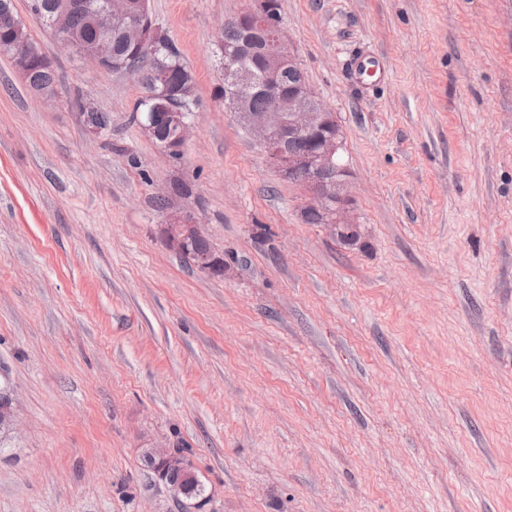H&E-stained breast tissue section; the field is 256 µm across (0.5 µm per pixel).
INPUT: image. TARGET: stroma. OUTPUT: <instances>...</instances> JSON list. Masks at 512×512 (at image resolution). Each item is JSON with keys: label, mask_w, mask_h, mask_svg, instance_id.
I'll use <instances>...</instances> for the list:
<instances>
[{"label": "stroma", "mask_w": 512, "mask_h": 512, "mask_svg": "<svg viewBox=\"0 0 512 512\" xmlns=\"http://www.w3.org/2000/svg\"><path fill=\"white\" fill-rule=\"evenodd\" d=\"M13 3L57 103L0 54V512H184L147 462L165 446L193 512H512V0H280L343 129L351 245L214 96L248 0H148L197 84L177 159L133 76ZM82 96L110 117L92 142ZM159 187L228 274L167 247ZM24 77L31 90L35 88H51L36 90L34 94L47 105L54 103L56 91L52 88L55 86L56 76L47 58L41 61L38 59L33 60ZM149 458L154 462L155 472L158 477L165 482L167 489L176 501L183 502V499L186 498L185 488L182 483L186 487L188 499H198L204 495L205 486L198 475L194 479L185 478V476L187 478L193 477L196 471L193 460L188 456L165 449L154 450L150 453ZM169 471H172L167 475V480L170 482L165 480V474Z\"/></svg>", "instance_id": "35a3bbf8"}]
</instances>
